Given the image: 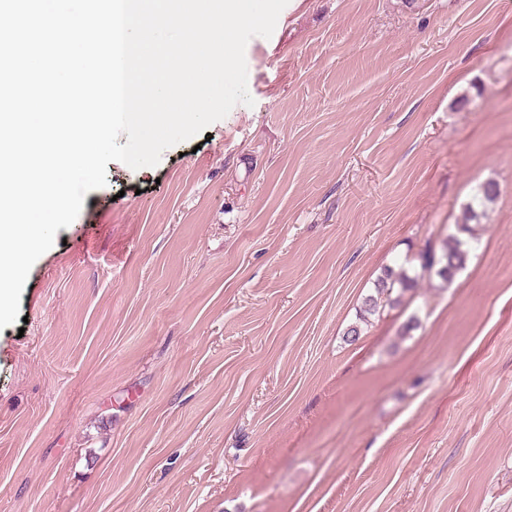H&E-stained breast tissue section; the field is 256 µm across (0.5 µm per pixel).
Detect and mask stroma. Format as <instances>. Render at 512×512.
I'll list each match as a JSON object with an SVG mask.
<instances>
[{
	"mask_svg": "<svg viewBox=\"0 0 512 512\" xmlns=\"http://www.w3.org/2000/svg\"><path fill=\"white\" fill-rule=\"evenodd\" d=\"M245 59L32 266L0 512H512V0H289ZM464 244L460 239L453 238L448 240L439 255L427 250L421 254L422 269L431 270L434 266H438L437 275L446 282L451 281L466 264L468 252L464 249ZM416 280L417 277L415 275L410 276L406 270L401 269L397 274L390 272L385 277L378 279L375 289L378 295H385L388 301H392L391 295L396 286L399 288L400 293H403L413 288Z\"/></svg>",
	"mask_w": 512,
	"mask_h": 512,
	"instance_id": "35a3bbf8",
	"label": "stroma"
}]
</instances>
